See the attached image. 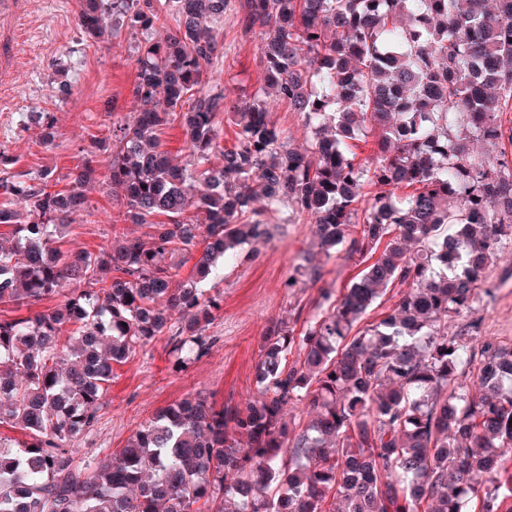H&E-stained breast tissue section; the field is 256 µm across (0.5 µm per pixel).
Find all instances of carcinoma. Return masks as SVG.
I'll return each mask as SVG.
<instances>
[{"mask_svg":"<svg viewBox=\"0 0 512 512\" xmlns=\"http://www.w3.org/2000/svg\"><path fill=\"white\" fill-rule=\"evenodd\" d=\"M228 2L78 0L94 45L109 18L144 33L171 14L176 28L140 44L133 120L112 123V144L87 151L68 186L49 171L0 183L23 203L0 205L14 240L0 246V303L59 299L0 318V424L26 436L0 438V512H512L499 494L512 484V346L448 337L512 242V122L498 116L512 112V0H237L243 32L263 38L264 88L311 130L299 151L261 93L234 103L209 85L208 23ZM221 112L238 116L231 147L217 141ZM178 118L190 168L161 148ZM101 165L125 220L152 231L72 258L58 239ZM366 185L383 191L360 212ZM281 204L310 219L327 256L364 268L336 299L320 289L313 317L269 322L245 408L185 398L75 473L67 445L97 422L113 366L171 330L176 365L206 353L219 304L201 283L269 236L264 211ZM196 252L188 278L162 261ZM302 277L323 272L300 264L286 287ZM396 287L397 303L355 330ZM470 369L475 397L455 385ZM304 400L313 417L299 426L288 408Z\"/></svg>","mask_w":512,"mask_h":512,"instance_id":"cac0c4a2","label":"carcinoma"}]
</instances>
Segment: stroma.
Segmentation results:
<instances>
[{"label":"stroma","mask_w":512,"mask_h":512,"mask_svg":"<svg viewBox=\"0 0 512 512\" xmlns=\"http://www.w3.org/2000/svg\"><path fill=\"white\" fill-rule=\"evenodd\" d=\"M77 0H27L23 21L8 32L18 48L14 84L0 85V153L13 169L31 176L48 169L59 185L91 147L92 137L107 135L113 121L133 116L132 90L140 33L119 28L112 40L92 44L76 19ZM218 52L208 66L214 86L227 99L253 97L262 84V39L243 33L233 10L215 27ZM55 117L53 143L40 140L39 118ZM88 208L77 215L63 239L70 254L96 252L111 244L114 232L142 237L149 228L124 222L123 197L106 179L89 186ZM274 224L270 240L246 246L233 266L218 271L220 307L205 334L208 352L178 368L169 336L114 366L96 425L73 443L74 467L83 469L123 448L128 437L159 409L200 393L219 405L244 406L257 394L259 340L270 320L289 319L296 306L304 317L315 314L312 302L319 284L342 291L359 272L358 263L336 259L323 268L322 283H285L303 256L316 254L312 226L288 207L266 215ZM448 333L474 341L512 344V246H505L488 266L473 310L448 320Z\"/></svg>","instance_id":"stroma-1"}]
</instances>
